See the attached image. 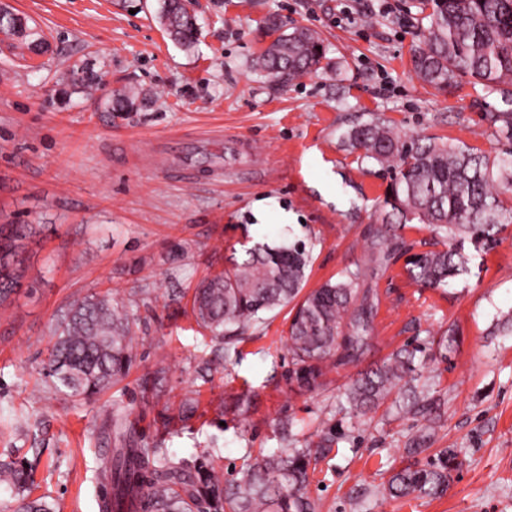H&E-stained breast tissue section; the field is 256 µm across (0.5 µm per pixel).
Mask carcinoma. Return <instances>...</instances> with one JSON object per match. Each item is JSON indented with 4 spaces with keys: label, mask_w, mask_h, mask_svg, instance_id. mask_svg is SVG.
Returning a JSON list of instances; mask_svg holds the SVG:
<instances>
[{
    "label": "carcinoma",
    "mask_w": 512,
    "mask_h": 512,
    "mask_svg": "<svg viewBox=\"0 0 512 512\" xmlns=\"http://www.w3.org/2000/svg\"><path fill=\"white\" fill-rule=\"evenodd\" d=\"M187 0H161L159 14L169 37L183 47L195 38L196 20ZM428 26L414 54V70L424 83L448 91L467 79L500 95L504 108L488 113L499 135L512 142V0H419ZM0 33L21 39L33 53L46 45L43 32L27 19L0 9ZM317 33L296 30L279 35L257 58L255 66L270 79L286 83L318 69L323 51ZM77 89H93L98 75L84 65ZM361 157L394 171L384 198L383 221L425 224L439 237L441 248L413 256L407 272L422 288L439 289L469 272L465 243L474 250L495 249L500 234L512 224V206L500 188L512 187V151L490 157L473 149L432 138H403L376 118L347 134ZM21 230L0 224V304L22 278ZM311 253L303 242L256 246L229 270L218 272L195 288L193 314L220 341L238 338L262 315L293 302L288 352L294 368L289 379L313 388L326 372L355 362L371 339L376 303L369 289L359 288L361 272L346 270L334 281L305 293ZM132 321L124 307L105 297L74 302L54 331L47 375L71 397H89L123 378L133 360ZM414 346L391 355L383 364L360 373L344 389L350 412L362 417L376 410L400 383L419 381ZM310 451L295 448L286 455L269 454L246 464L228 488L207 469L205 459L174 460L163 448L124 449L101 461L102 483L112 487L104 512H316L306 496ZM456 455L446 449L421 466L390 477L385 490L392 498L435 497L448 491ZM32 472L25 461L0 459V485L17 498L18 512H53L44 498L27 491Z\"/></svg>",
    "instance_id": "1"
}]
</instances>
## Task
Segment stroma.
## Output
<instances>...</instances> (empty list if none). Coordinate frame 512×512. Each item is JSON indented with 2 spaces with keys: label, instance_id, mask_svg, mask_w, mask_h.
<instances>
[{
  "label": "stroma",
  "instance_id": "stroma-1",
  "mask_svg": "<svg viewBox=\"0 0 512 512\" xmlns=\"http://www.w3.org/2000/svg\"><path fill=\"white\" fill-rule=\"evenodd\" d=\"M1 5L49 40L34 59L0 41V224L31 228L21 285L0 305V455L32 467V497L54 512H100L99 461L131 439L205 457L226 482L259 455L310 444L320 449L307 488L318 512H512V335L496 330L512 311V226L469 275L418 287L406 264L432 249L431 231L397 228L401 246L385 252L376 235L392 174L345 145L353 126L379 118L490 156L512 149L484 118L499 95L466 81L441 93L414 74L426 26L417 0H396L391 15L381 0H190L198 34L188 50L161 25L159 0ZM272 17L282 31L319 34L316 72L283 86L255 69ZM80 61L101 76L94 92L68 91ZM119 96L132 106L113 111ZM236 138L251 166L213 180ZM183 160L197 167L194 183L179 175ZM257 201L268 207L261 221ZM295 240L312 250L307 289L361 269L379 300L370 348L310 391L288 380L291 306L228 346L192 313L197 285L231 257ZM103 293L131 317L134 359L112 387L73 398L44 374L53 330L72 302ZM451 326L447 359H424L420 371L435 400L430 448L454 449L458 466L442 497L390 498L384 487L412 463L422 420L387 403L351 417L342 386ZM245 390L251 406L235 410ZM186 400L197 410L178 418ZM116 407L120 433L105 421Z\"/></svg>",
  "mask_w": 512,
  "mask_h": 512
}]
</instances>
